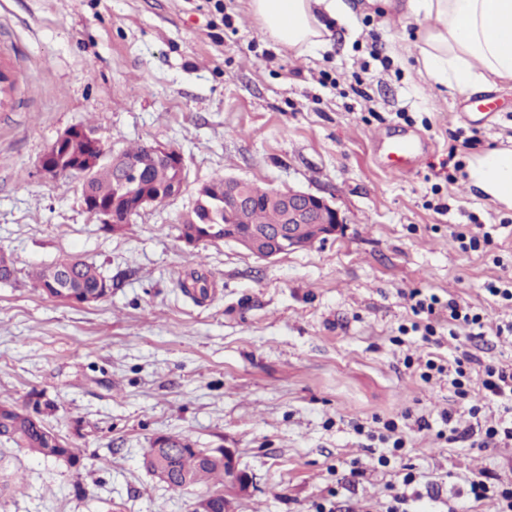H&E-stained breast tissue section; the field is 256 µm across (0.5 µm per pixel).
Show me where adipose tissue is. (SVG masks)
Segmentation results:
<instances>
[{
  "instance_id": "1",
  "label": "adipose tissue",
  "mask_w": 512,
  "mask_h": 512,
  "mask_svg": "<svg viewBox=\"0 0 512 512\" xmlns=\"http://www.w3.org/2000/svg\"><path fill=\"white\" fill-rule=\"evenodd\" d=\"M421 27L417 70L461 93L512 81V0H382ZM261 33L302 51L329 44L326 18L344 15L345 0H250ZM472 184L512 209V150L493 148L470 164Z\"/></svg>"
}]
</instances>
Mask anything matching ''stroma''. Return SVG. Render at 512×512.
Instances as JSON below:
<instances>
[{"label": "stroma", "instance_id": "35a3bbf8", "mask_svg": "<svg viewBox=\"0 0 512 512\" xmlns=\"http://www.w3.org/2000/svg\"><path fill=\"white\" fill-rule=\"evenodd\" d=\"M346 2L330 46L297 52L261 34L248 0H0V67L16 84L0 109V251L16 268L0 283V401L43 393L57 406L46 423L78 450L67 464L0 446L24 477L0 512H191L195 493L141 467L160 434L235 451L250 486L229 512H387L396 492L410 512H492L467 483L512 471V448L441 439V412L467 406L404 359L431 353L412 328V289L470 302L489 331L512 318L484 292L512 274V210L467 170L512 145V81L491 84V118H463V96L416 70L415 19ZM76 125L115 153L177 149L181 193L105 230L78 180L39 168ZM381 130L423 133L428 148L391 171ZM459 130L476 144L442 167ZM220 175L324 197L344 222L268 261L221 240L187 245L181 217ZM474 220L498 225L497 242L465 252L452 234ZM64 258L111 276V296L79 305L34 291L31 271ZM195 272L209 284L200 303L178 286ZM391 419L406 446L382 466L368 434ZM81 133L77 128L68 129L53 142L48 151L44 154L40 162V168L46 177L51 179L59 178V167L53 162L52 158L58 153V149L63 141L70 136Z\"/></svg>", "mask_w": 512, "mask_h": 512}]
</instances>
